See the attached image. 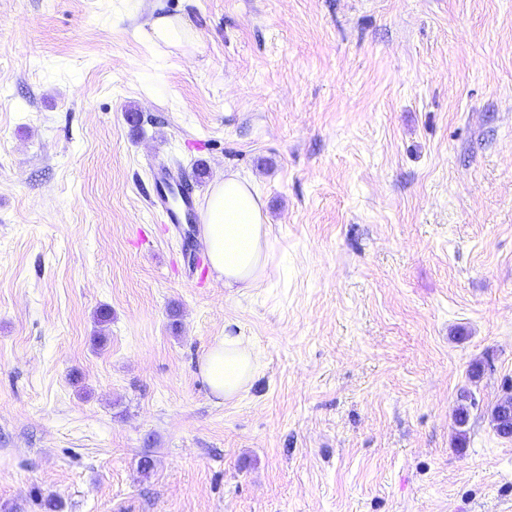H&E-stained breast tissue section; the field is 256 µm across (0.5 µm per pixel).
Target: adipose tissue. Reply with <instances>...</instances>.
<instances>
[{"mask_svg":"<svg viewBox=\"0 0 512 512\" xmlns=\"http://www.w3.org/2000/svg\"><path fill=\"white\" fill-rule=\"evenodd\" d=\"M264 207L256 187L234 172L225 173L206 200L202 238L226 288L258 289L265 284L276 241ZM199 372L215 398L242 399L256 372L249 339L225 330L202 356Z\"/></svg>","mask_w":512,"mask_h":512,"instance_id":"1","label":"adipose tissue"}]
</instances>
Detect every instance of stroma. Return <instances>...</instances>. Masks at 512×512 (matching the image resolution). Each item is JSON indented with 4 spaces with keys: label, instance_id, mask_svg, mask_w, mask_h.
I'll return each mask as SVG.
<instances>
[{
    "label": "stroma",
    "instance_id": "35a3bbf8",
    "mask_svg": "<svg viewBox=\"0 0 512 512\" xmlns=\"http://www.w3.org/2000/svg\"><path fill=\"white\" fill-rule=\"evenodd\" d=\"M160 162L259 187L266 287L185 264ZM508 381L512 0H0V512H512ZM151 28L156 40L165 45L184 46L192 44L196 38L180 22L165 16L155 18ZM199 372L218 402L242 399L256 372L250 340L225 326L224 336L216 338L200 359ZM490 424L496 434L503 438L511 437L509 423L512 429V392L505 388L503 395L489 409Z\"/></svg>",
    "mask_w": 512,
    "mask_h": 512
}]
</instances>
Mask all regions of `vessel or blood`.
<instances>
[{
  "instance_id": "vessel-or-blood-1",
  "label": "vessel or blood",
  "mask_w": 512,
  "mask_h": 512,
  "mask_svg": "<svg viewBox=\"0 0 512 512\" xmlns=\"http://www.w3.org/2000/svg\"><path fill=\"white\" fill-rule=\"evenodd\" d=\"M151 178L153 193L149 199L150 208L161 223L176 226L197 223V198L183 176L161 165L153 169Z\"/></svg>"
}]
</instances>
